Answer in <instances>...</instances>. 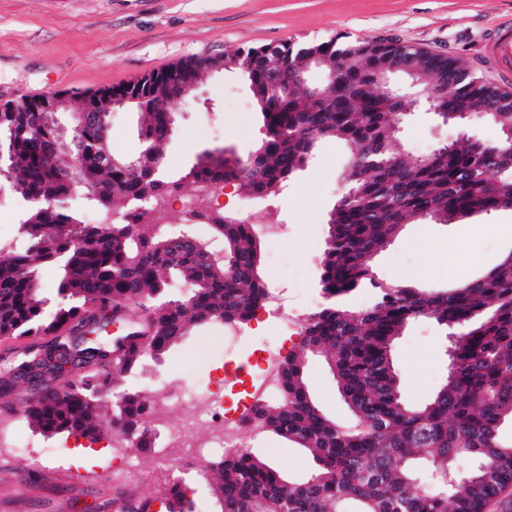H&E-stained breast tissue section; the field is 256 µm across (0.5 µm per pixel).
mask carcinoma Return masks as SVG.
Wrapping results in <instances>:
<instances>
[{
  "instance_id": "1",
  "label": "carcinoma",
  "mask_w": 512,
  "mask_h": 512,
  "mask_svg": "<svg viewBox=\"0 0 512 512\" xmlns=\"http://www.w3.org/2000/svg\"><path fill=\"white\" fill-rule=\"evenodd\" d=\"M267 47L226 58L253 63L244 76L262 121V138L246 157L209 156L175 171L163 145L175 135L166 112L140 113V148L132 158L101 154L104 126L87 124L64 144L56 122L37 112L0 114V181L30 209L15 234L0 240V338L53 335L22 357L0 363V394L48 375L23 407L44 436L96 437L113 424L154 447L140 424L142 396L123 386L129 373L159 362L202 325L248 324L266 299L260 241L249 224L211 219L208 240L191 224H159L154 212L171 188L233 184L245 197L280 193L314 159L319 142L334 139L349 153L345 193L328 219L319 262L322 305L305 315L299 343L281 360L279 397L256 402L265 430L312 455L301 482L287 479L250 450L204 467L217 512H484L512 485V252L487 275L447 291L380 280L366 257L381 251L405 224H450L512 207L500 185L512 183V92L486 85L455 57L401 42L357 39L276 45L283 67L321 57L336 79L315 101L274 80L256 59ZM397 56L418 59L417 86L430 111L463 130L426 156L405 154L396 128L403 82L391 80ZM475 123L495 131L481 140ZM79 162V180L62 175ZM119 212L120 224H90L72 201ZM79 237L84 246L72 244ZM58 267V302L45 307L39 272ZM369 290L373 302L349 308ZM427 319L446 331L448 374L434 397L411 406L401 397L392 345L411 323ZM119 323L125 334L108 336ZM311 359L322 360L355 419L340 426L315 404L304 380ZM473 468L460 474L454 459ZM195 512L179 482L121 512Z\"/></svg>"
}]
</instances>
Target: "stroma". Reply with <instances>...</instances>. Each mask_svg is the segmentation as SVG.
<instances>
[{"instance_id":"1","label":"stroma","mask_w":512,"mask_h":512,"mask_svg":"<svg viewBox=\"0 0 512 512\" xmlns=\"http://www.w3.org/2000/svg\"><path fill=\"white\" fill-rule=\"evenodd\" d=\"M511 24L512 0H0V101L120 86L193 56L338 37H389L459 56L496 85L500 78L484 47ZM176 124L166 147L175 166L214 149L246 156L262 136L250 91L233 72L207 76L194 100L179 106ZM456 135L455 127L437 122L423 106L402 125L414 159ZM347 164L341 144L320 142L314 161L295 174L286 192L254 206L256 223L275 217L287 226L285 237L263 240L261 273L285 288L289 303L302 313L319 294L327 219L345 189ZM510 253L512 210H501L454 224L404 225L371 264L384 279L399 276L404 285L444 291L483 276ZM271 333L268 327L256 331L254 339L228 354L223 326L205 325L149 370L168 388L185 375L203 379L210 369L223 368L229 409L249 401L254 342ZM446 344L445 334L426 321L412 324L395 340L392 357L409 405L424 404L444 383ZM306 379L318 407L336 422L350 424L328 370L311 362ZM247 445L292 480H305L315 469L311 456L275 434L249 437ZM132 454L149 472L148 480L108 474L105 458L81 469L49 461L29 470L12 449L0 447V512H114L122 499L158 494L168 479L156 471L154 453L136 448Z\"/></svg>"}]
</instances>
